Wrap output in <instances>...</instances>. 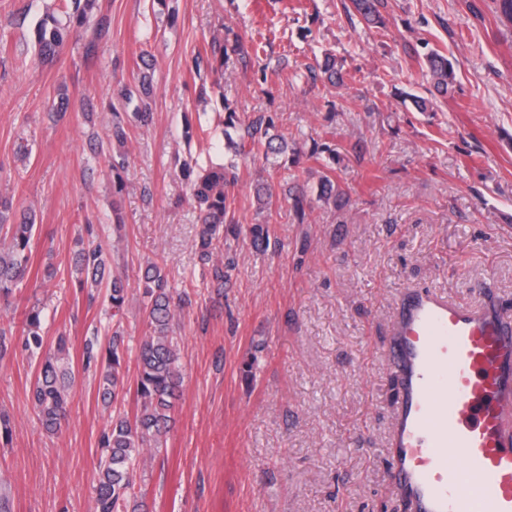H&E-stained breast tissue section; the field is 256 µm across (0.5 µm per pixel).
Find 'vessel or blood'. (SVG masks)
<instances>
[{"label": "vessel or blood", "instance_id": "vessel-or-blood-1", "mask_svg": "<svg viewBox=\"0 0 512 512\" xmlns=\"http://www.w3.org/2000/svg\"><path fill=\"white\" fill-rule=\"evenodd\" d=\"M391 482L410 512H512V318L436 288L396 301Z\"/></svg>", "mask_w": 512, "mask_h": 512}]
</instances>
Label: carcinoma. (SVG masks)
Masks as SVG:
<instances>
[{
  "label": "carcinoma",
  "instance_id": "1",
  "mask_svg": "<svg viewBox=\"0 0 512 512\" xmlns=\"http://www.w3.org/2000/svg\"><path fill=\"white\" fill-rule=\"evenodd\" d=\"M94 0H70L71 12L63 22L47 14L38 23V52L45 61L53 59L62 47L83 25ZM354 10L370 28L386 29L381 13L383 0H351ZM260 47L239 35L231 39L213 37L211 42V70L225 73L250 56H259ZM421 68L429 74L435 92L448 95L455 81L453 61L436 49L418 56ZM320 71L332 86L342 85L348 72L327 53ZM151 91V79L146 73L137 77V83L122 94L124 112L112 113L109 137L122 146L127 140L126 126L133 121L141 126L152 122L153 113L145 97ZM218 96L225 111L224 139L232 146L237 157H252L269 161L270 157L288 151V139L283 134H269L274 128L272 117L257 112L243 120L228 98L224 86H218ZM182 180L189 186L196 204L199 221L200 257L207 265L212 285L222 288L233 270L235 260L222 259L215 254L224 241L236 239L241 233L239 221L230 215L231 201L228 190L239 178L238 161L203 168L185 159L180 162ZM342 192L336 178L325 173L316 186V201L336 204ZM256 219L248 228L252 248L263 251L270 241L269 224L277 216V197L270 184L258 182L254 186ZM11 203L0 200V300L10 302L16 291L28 281L32 263V247L37 224L28 216L19 224H11ZM75 271L80 275V286H107V296L113 315H119L129 298L124 277L112 272L109 256L98 245L80 244L75 252ZM138 287L142 288V302L147 310L149 334L143 337L137 352V374L134 379L137 410L129 415L114 407L119 396L127 393L125 370L124 329L115 325L108 344L91 340L85 347V367L98 363L100 380L98 395L106 407L112 408L108 423L100 439L101 453L96 468L94 512H128L138 509L130 505L135 492V469L146 448H160L166 441L172 422L171 412L180 388L179 348L175 336L177 310L184 300L174 297L168 287L164 266L157 261L147 263L142 270ZM42 309L33 306L26 318L25 346L39 349L43 346ZM68 340L58 337L55 349L38 364L36 380L31 388V403L41 422L49 432H56L68 420L69 403L74 383L68 366Z\"/></svg>",
  "mask_w": 512,
  "mask_h": 512
}]
</instances>
